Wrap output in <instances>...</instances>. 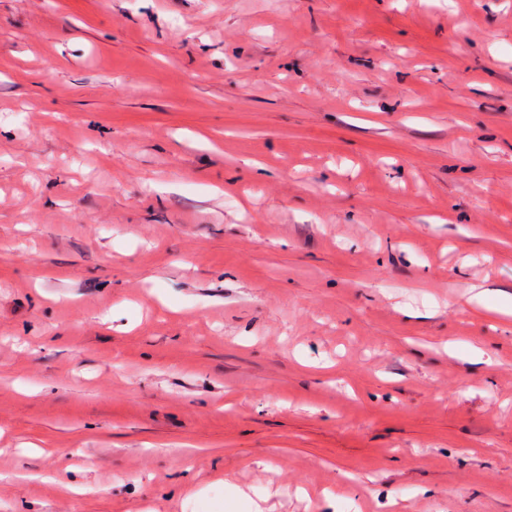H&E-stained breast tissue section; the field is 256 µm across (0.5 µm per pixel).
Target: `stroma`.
I'll list each match as a JSON object with an SVG mask.
<instances>
[{"label": "stroma", "mask_w": 512, "mask_h": 512, "mask_svg": "<svg viewBox=\"0 0 512 512\" xmlns=\"http://www.w3.org/2000/svg\"><path fill=\"white\" fill-rule=\"evenodd\" d=\"M0 512H512V0H0Z\"/></svg>", "instance_id": "35a3bbf8"}]
</instances>
